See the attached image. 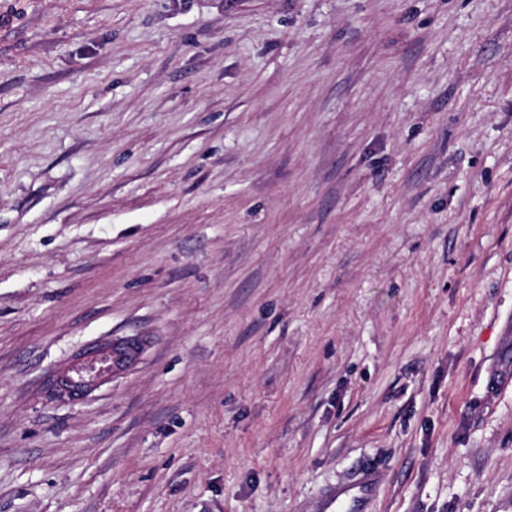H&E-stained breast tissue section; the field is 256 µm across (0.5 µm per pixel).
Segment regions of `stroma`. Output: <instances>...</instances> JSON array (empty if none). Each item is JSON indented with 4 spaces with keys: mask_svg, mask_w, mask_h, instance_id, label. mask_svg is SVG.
<instances>
[{
    "mask_svg": "<svg viewBox=\"0 0 512 512\" xmlns=\"http://www.w3.org/2000/svg\"><path fill=\"white\" fill-rule=\"evenodd\" d=\"M368 463L372 512H512V0H0V512ZM140 337L112 338V344L90 350L52 379L53 395L60 400L84 399L106 380L135 365L143 352Z\"/></svg>",
    "mask_w": 512,
    "mask_h": 512,
    "instance_id": "stroma-1",
    "label": "stroma"
}]
</instances>
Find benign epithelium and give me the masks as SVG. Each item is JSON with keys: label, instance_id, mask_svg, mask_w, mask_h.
Listing matches in <instances>:
<instances>
[{"label": "benign epithelium", "instance_id": "1", "mask_svg": "<svg viewBox=\"0 0 512 512\" xmlns=\"http://www.w3.org/2000/svg\"><path fill=\"white\" fill-rule=\"evenodd\" d=\"M143 348V340L133 336L114 338L111 344L87 352L56 373L51 383L53 395L67 401L87 397L106 380L135 365Z\"/></svg>", "mask_w": 512, "mask_h": 512}]
</instances>
